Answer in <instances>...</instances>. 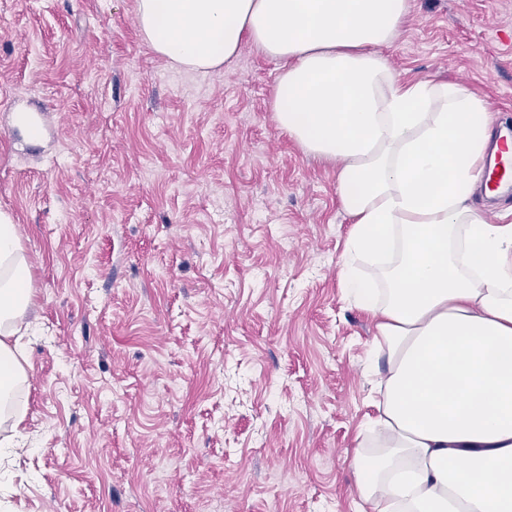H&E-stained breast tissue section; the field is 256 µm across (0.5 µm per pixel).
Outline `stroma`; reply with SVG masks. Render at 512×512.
I'll use <instances>...</instances> for the list:
<instances>
[{
	"label": "stroma",
	"instance_id": "35a3bbf8",
	"mask_svg": "<svg viewBox=\"0 0 512 512\" xmlns=\"http://www.w3.org/2000/svg\"><path fill=\"white\" fill-rule=\"evenodd\" d=\"M137 0H0V212L28 258L0 512H360L370 318L335 164L279 127L277 63L172 66ZM512 125V0H410L384 49Z\"/></svg>",
	"mask_w": 512,
	"mask_h": 512
}]
</instances>
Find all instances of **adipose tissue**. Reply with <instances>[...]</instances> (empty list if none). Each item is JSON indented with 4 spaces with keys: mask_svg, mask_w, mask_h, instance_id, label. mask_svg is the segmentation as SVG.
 <instances>
[{
    "mask_svg": "<svg viewBox=\"0 0 512 512\" xmlns=\"http://www.w3.org/2000/svg\"><path fill=\"white\" fill-rule=\"evenodd\" d=\"M410 0H138L144 40L173 65L223 67L244 41L281 64L279 126L339 162L352 229L342 277L375 321L386 368L353 465L372 512H512V224L472 205L489 139L485 100L405 81L382 51ZM382 255L386 289L356 274ZM29 264L0 213V424L27 373L10 339L30 303Z\"/></svg>",
    "mask_w": 512,
    "mask_h": 512,
    "instance_id": "1",
    "label": "adipose tissue"
}]
</instances>
